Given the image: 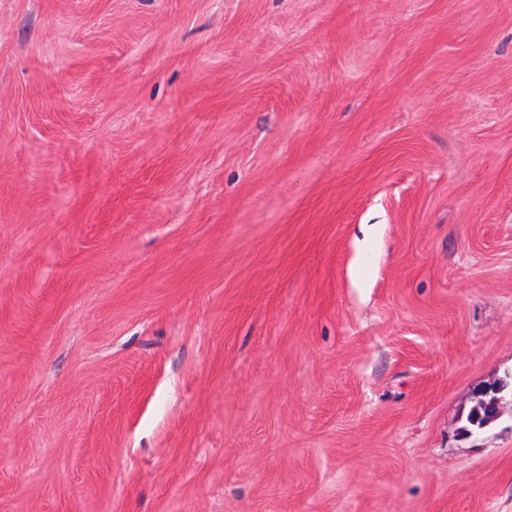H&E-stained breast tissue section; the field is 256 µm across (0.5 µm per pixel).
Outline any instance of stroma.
Wrapping results in <instances>:
<instances>
[{"instance_id":"35a3bbf8","label":"stroma","mask_w":512,"mask_h":512,"mask_svg":"<svg viewBox=\"0 0 512 512\" xmlns=\"http://www.w3.org/2000/svg\"><path fill=\"white\" fill-rule=\"evenodd\" d=\"M512 0H0V512H512ZM509 388L510 402L512 404V371L505 378L498 380L496 384L481 392V398L473 409L480 413L481 418H485L480 430L486 428L500 417L505 394ZM482 410L486 413L485 415L482 414Z\"/></svg>"}]
</instances>
